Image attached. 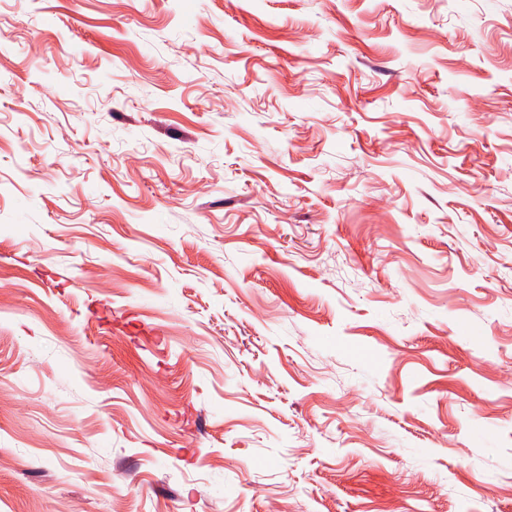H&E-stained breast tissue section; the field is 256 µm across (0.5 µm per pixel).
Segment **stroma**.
I'll return each mask as SVG.
<instances>
[{"mask_svg":"<svg viewBox=\"0 0 512 512\" xmlns=\"http://www.w3.org/2000/svg\"><path fill=\"white\" fill-rule=\"evenodd\" d=\"M0 512H512V0H0Z\"/></svg>","mask_w":512,"mask_h":512,"instance_id":"1","label":"stroma"}]
</instances>
